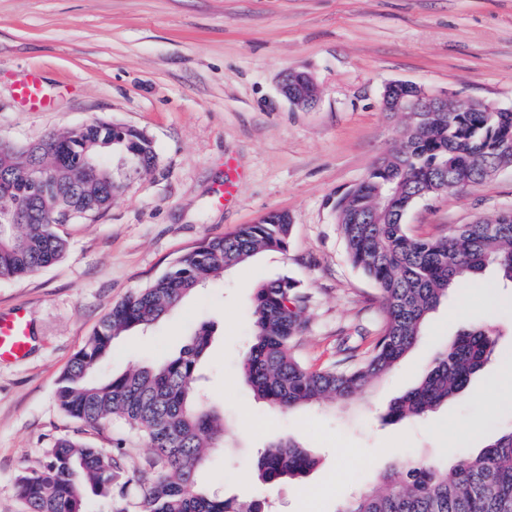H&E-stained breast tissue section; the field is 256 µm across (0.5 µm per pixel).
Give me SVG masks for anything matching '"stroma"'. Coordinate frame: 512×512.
Returning <instances> with one entry per match:
<instances>
[{"label":"stroma","mask_w":512,"mask_h":512,"mask_svg":"<svg viewBox=\"0 0 512 512\" xmlns=\"http://www.w3.org/2000/svg\"><path fill=\"white\" fill-rule=\"evenodd\" d=\"M309 74L314 107L279 91L284 70ZM36 71L51 100L28 110L16 97ZM410 82L435 93L512 110V0H0V140L17 145L98 120L144 131L158 159L127 178L94 223L64 225L65 256L21 280L0 279V312H27L31 345L0 363V512H21L17 481L45 448L71 437L112 454L118 483L86 512H139L135 481L150 455L117 422L95 429L61 412L58 380L112 305L168 272L208 238L268 212L292 219L287 251H266L197 290L146 333L115 340L104 375L155 365L204 323L211 344L199 364L210 405L228 423L227 445L210 449L201 483L265 512H319L342 502L406 453L452 464L512 430V288L494 269L449 291L415 348L346 403L277 410L257 400L240 364L251 342L257 285L286 273L309 296L295 346L313 369L337 359V339L366 349L377 325L373 284L348 261L334 204L398 143L403 116L382 111L384 87ZM234 161L237 193L217 196ZM512 210V167L464 190L417 203L409 231L439 237L450 226ZM498 334L496 350L462 399L426 418L386 420L389 405L418 382L436 354L475 324ZM292 439L316 458L298 483L270 485L253 466L271 441Z\"/></svg>","instance_id":"obj_1"}]
</instances>
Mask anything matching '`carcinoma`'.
<instances>
[{
    "instance_id": "1",
    "label": "carcinoma",
    "mask_w": 512,
    "mask_h": 512,
    "mask_svg": "<svg viewBox=\"0 0 512 512\" xmlns=\"http://www.w3.org/2000/svg\"><path fill=\"white\" fill-rule=\"evenodd\" d=\"M288 86L298 99L312 96L302 72L289 71ZM111 151L125 155L131 175L157 160L143 132L103 121L49 134L32 148L0 142V211L20 217L17 224L0 222V279L19 280L58 262L67 251L63 218L72 223L105 214L114 194ZM505 167H512V111L450 102L448 111L415 122L399 148L336 200L348 259L377 291V335L365 351L345 347L336 364L312 370L293 352L306 328V295L288 275L267 280L255 289L253 343L241 365L253 394L281 409L350 401L409 353L450 289L489 267L512 284V211L494 219V231L479 219L437 238L417 237L405 224L416 194L442 187L441 178L479 183ZM291 227L287 214L271 211L256 224L204 240L170 271L114 304L63 372L56 402L67 416L94 429L120 421L152 448L138 478L143 512H262L258 503L226 500L199 481L207 451L224 443V417L196 386L211 330L201 327L177 356L158 365L104 379L93 377L96 367L109 357L115 337L158 323L197 288L260 251H288ZM495 349L482 324L460 333L387 417H420L460 398ZM314 465L308 450L278 440L259 456L257 471L267 483H288ZM118 469L104 450L58 438L19 479L23 512H84L86 491L110 493ZM337 512H512V431L459 457L450 469L433 457L412 456L404 470L388 468L377 486Z\"/></svg>"
}]
</instances>
